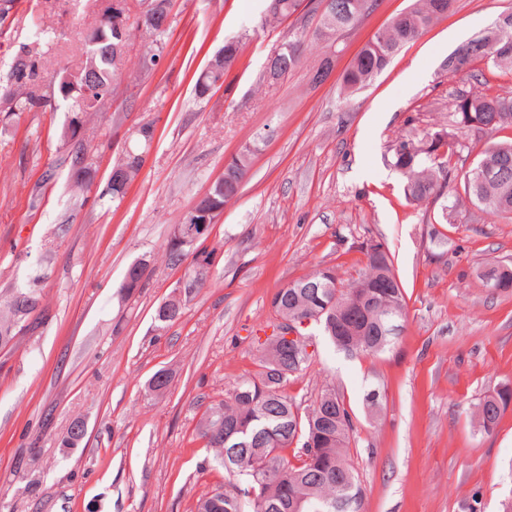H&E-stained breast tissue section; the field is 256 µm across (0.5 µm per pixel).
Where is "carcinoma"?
Instances as JSON below:
<instances>
[{
	"label": "carcinoma",
	"mask_w": 512,
	"mask_h": 512,
	"mask_svg": "<svg viewBox=\"0 0 512 512\" xmlns=\"http://www.w3.org/2000/svg\"><path fill=\"white\" fill-rule=\"evenodd\" d=\"M298 0H266L264 22L281 21L295 13ZM377 0H328L315 31L327 49L339 37L355 27L361 17L370 14L369 5ZM454 0H417L410 9L394 16L376 32L343 70L344 89L354 92L384 71L398 51L423 35L439 18L453 8ZM130 29L152 35L151 46L142 56V64L156 62L166 45L170 25L152 22L139 15V7L129 8ZM117 41L105 30L94 33L93 43L85 45L83 55L97 58L98 79L117 90L123 78V66L115 62ZM302 41L290 39L276 48L267 60L263 78L273 84L300 63ZM240 58L239 43H224V71L232 70ZM488 58L495 65L512 70V13L499 18L484 35L460 45L443 63L450 77H464L478 60ZM11 81L16 90L6 96L7 109L13 113L32 112L43 106L38 94L42 81L39 57L20 49L15 55ZM67 106L68 117L82 126L88 113L80 92L69 85L65 95H57ZM456 123L467 127L476 123L482 130L512 131V85L495 93L466 92L457 95L454 104ZM152 126L137 132V142L117 166L123 170L120 185H107L103 195L121 202L127 188L142 168L140 155L152 141ZM460 143L445 129L425 133L418 140L402 137L393 149L392 165L404 178L403 200L413 208H425L444 197L450 179L448 164ZM77 174H88L92 163L88 149L80 139L71 147ZM251 165V153L243 151L231 158L228 170L209 194L225 205L240 193ZM463 191L468 201L484 210L512 218V139L495 142L480 152L471 170L464 174ZM457 204L443 201L433 215L436 224L455 223ZM365 266L360 277L348 285L339 281L331 268H319L295 280L273 294L271 322L277 317L298 320L309 318L340 351L351 356L378 353L392 344L395 335L379 320L369 301L390 309L403 320L406 301L402 282L395 276L392 255L383 242L362 243ZM143 262L132 264L119 284V293L127 296V278L140 280L146 274ZM208 269L194 262L193 276L185 283L192 293L205 285ZM41 293L35 288H20L0 300V337H15L27 327L29 316L41 308ZM184 309L175 312L160 304L155 321L168 327L182 318ZM257 370L238 381L228 397L213 402L202 414L196 433L222 456L230 480L224 488L200 497L196 512H294L291 497L304 500L301 512H361L363 489L358 475L346 465L345 458L354 422L351 409L333 389L322 390L307 408L289 397L284 386L292 376L302 374L314 354H292L274 344V336L256 345ZM171 376L160 370L149 379L147 391L161 394L170 385ZM512 402V388L502 385L496 395H486L475 404L472 417L478 430L490 435L498 428ZM292 455H286V451Z\"/></svg>",
	"instance_id": "cac0c4a2"
}]
</instances>
